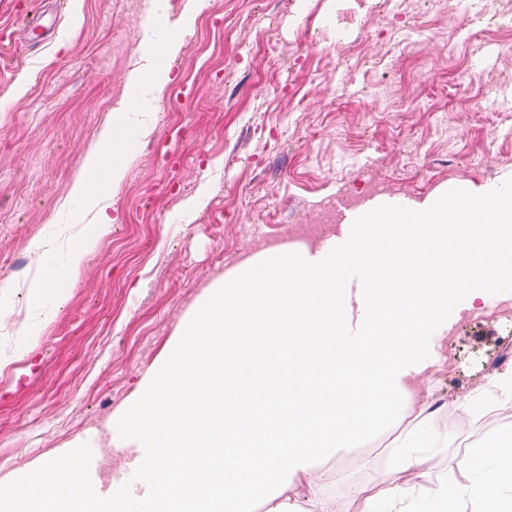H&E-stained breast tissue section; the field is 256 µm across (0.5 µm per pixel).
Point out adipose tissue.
I'll return each mask as SVG.
<instances>
[{"label":"adipose tissue","instance_id":"1","mask_svg":"<svg viewBox=\"0 0 512 512\" xmlns=\"http://www.w3.org/2000/svg\"><path fill=\"white\" fill-rule=\"evenodd\" d=\"M345 221L352 231L332 246L250 257L184 323L124 418L141 512H250L256 500L263 512H335L315 458L357 447L386 419L403 425L391 445L400 470L428 459L405 405L435 364L449 310L479 311L490 289L512 288V186L380 196ZM491 389L512 398V367L454 403L458 430L481 419ZM458 467L463 479L431 495L405 482L358 486L356 512H512L501 495L512 434L467 449ZM131 494L97 493L69 457L0 488V512H127Z\"/></svg>","mask_w":512,"mask_h":512}]
</instances>
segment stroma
Instances as JSON below:
<instances>
[{
    "instance_id": "35a3bbf8",
    "label": "stroma",
    "mask_w": 512,
    "mask_h": 512,
    "mask_svg": "<svg viewBox=\"0 0 512 512\" xmlns=\"http://www.w3.org/2000/svg\"><path fill=\"white\" fill-rule=\"evenodd\" d=\"M374 3L206 0L176 15L165 0H62L32 49L11 34L48 0H0V487L71 452L127 472L125 412L212 287L254 254L253 226L316 222L322 201L370 180L415 199L512 181V56L501 51L512 27L474 23L461 0H413L404 23ZM165 28L180 37L160 87L150 69ZM176 87L194 99L166 111ZM121 104L124 176L99 174V206L76 214L72 187ZM103 209L111 230L73 271L70 252ZM47 261L66 304L50 291L30 299ZM447 336L406 407L448 442L438 466L416 471L428 488L457 474L467 445L512 433V400L493 394L470 432L448 423L458 396L499 361L512 366V296L449 315ZM397 429L317 457L339 512L391 471Z\"/></svg>"
}]
</instances>
